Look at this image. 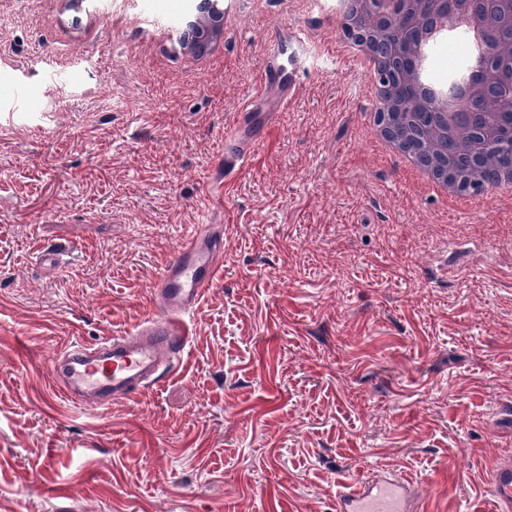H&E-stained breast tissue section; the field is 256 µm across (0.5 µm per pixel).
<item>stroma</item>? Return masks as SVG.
<instances>
[{
	"instance_id": "obj_1",
	"label": "stroma",
	"mask_w": 512,
	"mask_h": 512,
	"mask_svg": "<svg viewBox=\"0 0 512 512\" xmlns=\"http://www.w3.org/2000/svg\"><path fill=\"white\" fill-rule=\"evenodd\" d=\"M150 0H0V512H333L338 484L414 476L426 512H492L512 458V209L443 217L368 144L364 75L336 0H237L224 62L164 58ZM308 68L266 140L204 202L271 36ZM74 81H67V74ZM224 227L215 283L157 386L105 408L54 393L70 342L156 313L153 284L198 227ZM58 248L56 266L42 264ZM494 511H512V460L496 465L487 476Z\"/></svg>"
}]
</instances>
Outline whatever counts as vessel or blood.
<instances>
[{"label": "vessel or blood", "instance_id": "obj_1", "mask_svg": "<svg viewBox=\"0 0 512 512\" xmlns=\"http://www.w3.org/2000/svg\"><path fill=\"white\" fill-rule=\"evenodd\" d=\"M310 57L297 28L277 33L262 68L260 82L224 135V148L212 172L220 187L229 170L241 167L264 140L275 113L294 95ZM223 257V228L207 225L186 240L163 266L156 292L167 310L139 323L133 332L93 345L75 342L53 364L57 394L66 402L102 408L162 379V356L176 357L187 344L183 316L215 281ZM495 512H512V460L499 463L487 476ZM411 479L400 472L381 474L371 482L344 480L335 512H418Z\"/></svg>", "mask_w": 512, "mask_h": 512}]
</instances>
